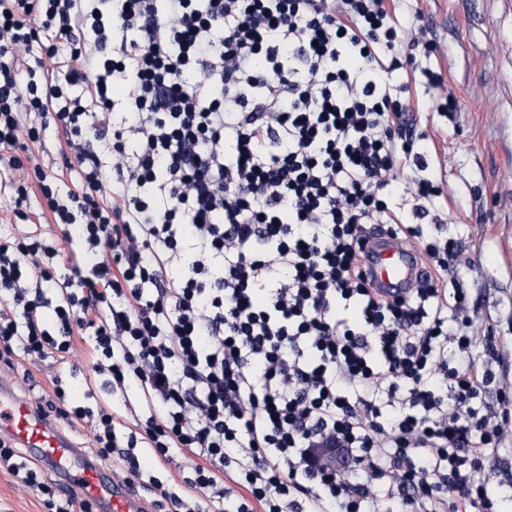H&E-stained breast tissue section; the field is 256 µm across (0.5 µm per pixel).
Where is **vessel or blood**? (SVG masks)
<instances>
[{
  "mask_svg": "<svg viewBox=\"0 0 512 512\" xmlns=\"http://www.w3.org/2000/svg\"><path fill=\"white\" fill-rule=\"evenodd\" d=\"M363 253L369 279L388 294H406L422 271L418 252L387 233L370 236ZM0 433L51 464L62 489L79 488L91 512H143L145 505L127 480L85 457L51 415L19 394L14 381L4 378L0 379Z\"/></svg>",
  "mask_w": 512,
  "mask_h": 512,
  "instance_id": "b4317fda",
  "label": "vessel or blood"
}]
</instances>
